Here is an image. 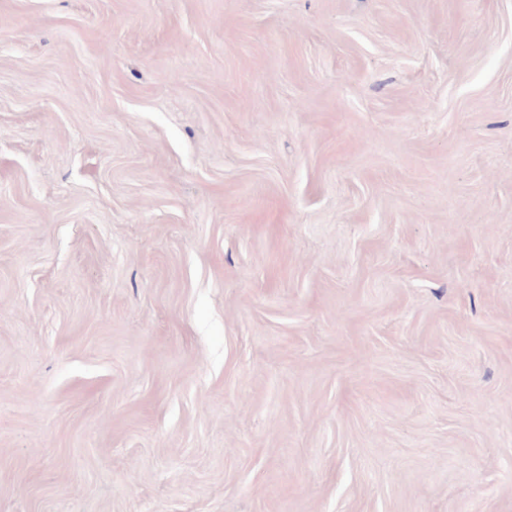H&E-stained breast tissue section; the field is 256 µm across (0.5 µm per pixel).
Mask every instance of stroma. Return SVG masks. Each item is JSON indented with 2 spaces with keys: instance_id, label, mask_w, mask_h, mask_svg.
I'll use <instances>...</instances> for the list:
<instances>
[{
  "instance_id": "stroma-1",
  "label": "stroma",
  "mask_w": 512,
  "mask_h": 512,
  "mask_svg": "<svg viewBox=\"0 0 512 512\" xmlns=\"http://www.w3.org/2000/svg\"><path fill=\"white\" fill-rule=\"evenodd\" d=\"M0 512H512V0H0Z\"/></svg>"
}]
</instances>
